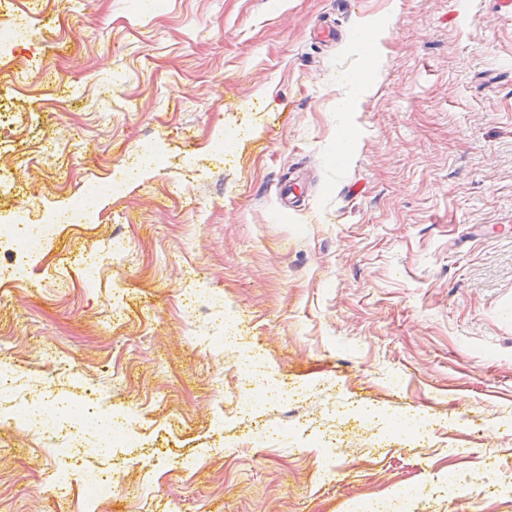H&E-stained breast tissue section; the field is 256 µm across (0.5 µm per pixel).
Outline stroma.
I'll list each match as a JSON object with an SVG mask.
<instances>
[{
  "mask_svg": "<svg viewBox=\"0 0 512 512\" xmlns=\"http://www.w3.org/2000/svg\"><path fill=\"white\" fill-rule=\"evenodd\" d=\"M40 35L6 62L0 213L82 205L0 287V359L25 388L127 415L137 441L94 455L61 496L53 442L0 419V512H85L86 473L129 493L108 512H472L512 490V13L496 0H0ZM341 32L325 43L324 27ZM372 80L352 110L350 76ZM356 139L336 158L337 137ZM153 163L95 181L141 143ZM92 249L101 271L84 276ZM195 289L205 309L180 304ZM236 321L270 378L307 401L242 417ZM384 408L343 445L252 447L255 425ZM434 415L423 443L395 422Z\"/></svg>",
  "mask_w": 512,
  "mask_h": 512,
  "instance_id": "1",
  "label": "stroma"
}]
</instances>
